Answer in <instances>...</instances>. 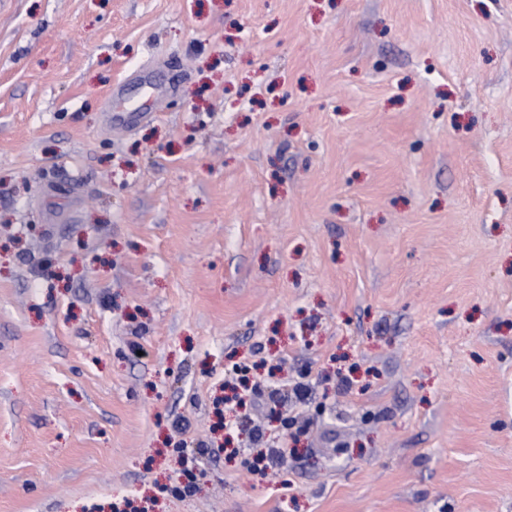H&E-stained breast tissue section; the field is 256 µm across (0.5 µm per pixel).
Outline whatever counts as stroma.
Returning <instances> with one entry per match:
<instances>
[{"label": "stroma", "instance_id": "stroma-1", "mask_svg": "<svg viewBox=\"0 0 512 512\" xmlns=\"http://www.w3.org/2000/svg\"><path fill=\"white\" fill-rule=\"evenodd\" d=\"M0 512H512V0H0ZM139 85L142 88L139 112H124L112 107V95L119 94L113 91L111 99L106 103V114L109 124L116 131L128 130L138 120L153 117V104L155 98L161 93L163 85L156 84L149 76L140 79Z\"/></svg>", "mask_w": 512, "mask_h": 512}]
</instances>
